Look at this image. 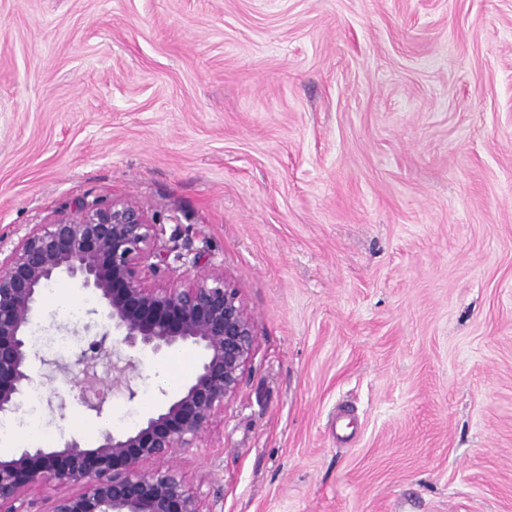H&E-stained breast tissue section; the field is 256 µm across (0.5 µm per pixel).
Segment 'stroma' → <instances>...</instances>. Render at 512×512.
I'll use <instances>...</instances> for the list:
<instances>
[{"instance_id": "1", "label": "stroma", "mask_w": 512, "mask_h": 512, "mask_svg": "<svg viewBox=\"0 0 512 512\" xmlns=\"http://www.w3.org/2000/svg\"><path fill=\"white\" fill-rule=\"evenodd\" d=\"M115 199L254 320L172 460L215 512H512V0H0V238ZM61 289L36 423L89 445ZM198 362L96 358L113 428Z\"/></svg>"}]
</instances>
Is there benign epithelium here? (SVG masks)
Masks as SVG:
<instances>
[{
	"mask_svg": "<svg viewBox=\"0 0 512 512\" xmlns=\"http://www.w3.org/2000/svg\"><path fill=\"white\" fill-rule=\"evenodd\" d=\"M163 227L131 199L82 203L0 245V416L13 414L30 376L26 330L42 292L77 281L98 300L119 343L155 355L201 351L193 376L130 430H101L95 444L72 436L56 448L27 446L0 457V512H33L31 493L60 492L48 512H208L183 474L152 464L196 447L238 393L256 332L239 288L211 267L185 283L159 278Z\"/></svg>",
	"mask_w": 512,
	"mask_h": 512,
	"instance_id": "obj_1",
	"label": "benign epithelium"
}]
</instances>
